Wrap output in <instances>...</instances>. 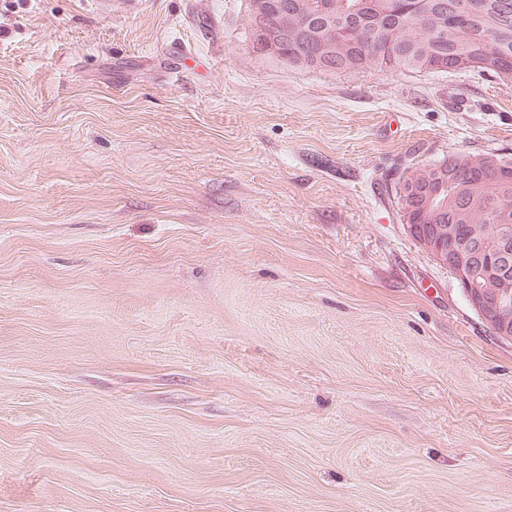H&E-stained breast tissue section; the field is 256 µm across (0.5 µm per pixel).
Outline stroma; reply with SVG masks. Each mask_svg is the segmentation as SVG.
Instances as JSON below:
<instances>
[{"label": "stroma", "instance_id": "stroma-1", "mask_svg": "<svg viewBox=\"0 0 512 512\" xmlns=\"http://www.w3.org/2000/svg\"><path fill=\"white\" fill-rule=\"evenodd\" d=\"M253 40L0 0V512H512V342L393 186L512 157V82Z\"/></svg>", "mask_w": 512, "mask_h": 512}]
</instances>
